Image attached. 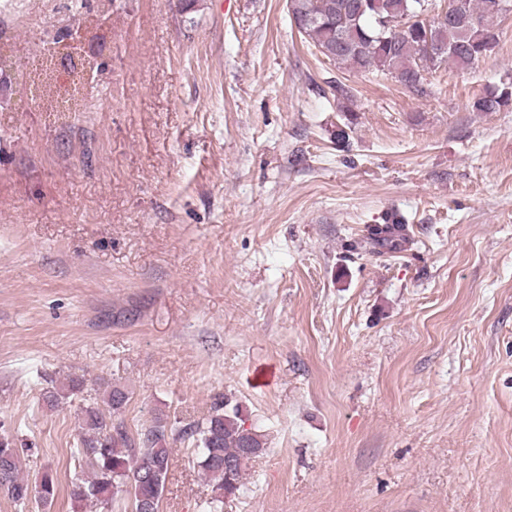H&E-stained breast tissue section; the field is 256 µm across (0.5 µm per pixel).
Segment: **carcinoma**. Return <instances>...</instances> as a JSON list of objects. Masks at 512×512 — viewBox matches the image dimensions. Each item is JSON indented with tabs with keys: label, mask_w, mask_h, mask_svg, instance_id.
I'll use <instances>...</instances> for the list:
<instances>
[{
	"label": "carcinoma",
	"mask_w": 512,
	"mask_h": 512,
	"mask_svg": "<svg viewBox=\"0 0 512 512\" xmlns=\"http://www.w3.org/2000/svg\"><path fill=\"white\" fill-rule=\"evenodd\" d=\"M444 16L420 19L434 0H289L298 32L329 61L357 72L378 71L404 87L424 92L425 72L443 65L467 69L492 53L500 42V21L512 0H455ZM474 112L512 109V87L488 90L471 104ZM408 242L404 219L388 213L367 236L371 246L397 251ZM85 378L70 375L60 386L44 388V401L56 408L83 392ZM130 401L124 387L103 390L102 404L84 410L81 433L71 454L74 467L88 471L72 485L71 495L96 512H112L127 497L132 512L151 503L159 512L171 471L170 438L193 445L196 466L211 487L210 509L238 495L244 469L265 451L263 436L245 427L241 406L224 395L202 420L176 429L162 417L139 431L128 430L122 413ZM28 443L0 434V491L14 503L31 498L52 504L57 480L46 471L30 483L21 474L20 455Z\"/></svg>",
	"instance_id": "cac0c4a2"
}]
</instances>
